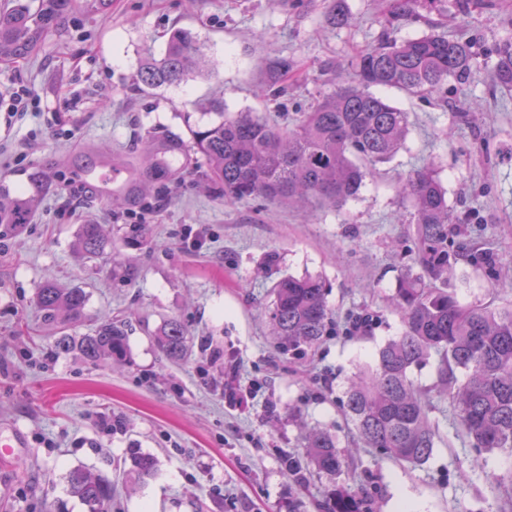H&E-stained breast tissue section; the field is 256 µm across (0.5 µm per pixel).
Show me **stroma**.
I'll list each match as a JSON object with an SVG mask.
<instances>
[{"instance_id": "1", "label": "stroma", "mask_w": 512, "mask_h": 512, "mask_svg": "<svg viewBox=\"0 0 512 512\" xmlns=\"http://www.w3.org/2000/svg\"><path fill=\"white\" fill-rule=\"evenodd\" d=\"M110 0L102 14L74 12L27 58L0 63V96L18 88L33 104L0 124V182L25 190L34 170L89 146L103 155H140L149 135L191 130L226 111L293 123L348 83L364 50L385 39L426 33L472 39L477 62L441 96L385 90L409 114L404 148L377 165L341 209H297L260 198L230 203L206 178L198 154L181 179L118 209L64 183L45 193L28 224L0 238V428L24 438L22 454L0 463V512H85L66 477L83 468L112 480L109 512H323L341 485L371 512H512V454L471 447L449 423L440 360L412 368L429 389L440 439L424 464L361 449L337 476L307 463L313 429L347 446L356 430L346 391L378 350L404 330L391 298L415 270L410 201L399 186L433 166L457 222L449 236L491 257L494 275L466 254L448 277L464 305L512 307V92L493 82L492 45L512 32V0ZM189 30L203 72L148 87L140 69L161 58L170 35ZM286 94L256 97L281 58ZM103 225L104 257L77 251L82 225ZM306 274L325 279L336 331L303 354L283 352L271 330L272 289ZM87 293L67 331L82 336L106 321L126 325V347L102 365L54 350L57 328L43 323L36 293L46 282ZM180 318L189 352L174 362L157 338ZM235 365L246 403L227 404L224 370ZM156 460L153 478L125 482L132 453ZM299 461L288 471L287 461Z\"/></svg>"}]
</instances>
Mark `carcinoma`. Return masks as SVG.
Wrapping results in <instances>:
<instances>
[{"label": "carcinoma", "mask_w": 512, "mask_h": 512, "mask_svg": "<svg viewBox=\"0 0 512 512\" xmlns=\"http://www.w3.org/2000/svg\"><path fill=\"white\" fill-rule=\"evenodd\" d=\"M71 4L72 0H40L34 10L26 0H13L10 10L0 12V62L33 53L44 33L64 22ZM493 53L497 86L512 91V35L496 42ZM476 60L473 42L462 37L429 34L389 40L359 57L356 85L337 86L292 126L276 127L251 112L221 111L219 121L192 131L193 148L206 160L211 180L224 189L227 200L261 197L340 208L358 195L372 166L402 148L408 131V113L374 89L432 96L448 79L468 75ZM200 64L195 37L178 30L168 40L163 58L145 64L141 80L149 87L178 82ZM179 141L166 134L148 142L139 193H146L154 174L170 178L185 172L184 164L171 167L158 159L161 152L178 149ZM401 192L412 202L419 272L408 271L398 279L394 307L404 326L401 336L379 350L374 364L347 391L346 408L360 441L398 461L423 464L430 459L438 431L429 421L427 393L415 385L409 371L434 352L441 359V381L448 385V404L461 435L475 448L512 453V308L463 306L446 288L459 256L448 249L456 217L434 167L410 174ZM32 206L29 196L0 191V234L28 223ZM107 244L101 225L81 226L77 245L86 258L103 256ZM36 302L47 322L62 326L81 314L86 293L48 282L39 289ZM269 315L285 352L312 349L333 333L327 288L318 276L279 280ZM187 336L184 323L171 318L158 343L168 359L179 360L185 355ZM125 339V325L109 322L79 338L63 332L55 348L75 349L97 365L121 352ZM458 370L466 373L460 385ZM344 456L329 432L308 435L306 457L317 470L340 475ZM155 467L152 456L134 453L130 479L143 482L153 477ZM67 485L87 512H105L112 502V483L82 468L68 473ZM362 505L357 492L338 487L330 493L327 512H363Z\"/></svg>", "instance_id": "cac0c4a2"}]
</instances>
